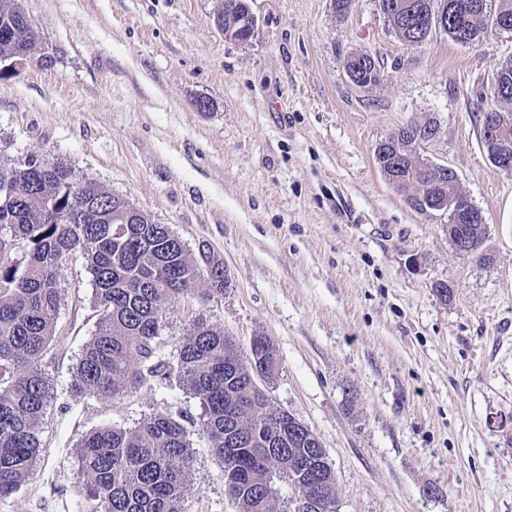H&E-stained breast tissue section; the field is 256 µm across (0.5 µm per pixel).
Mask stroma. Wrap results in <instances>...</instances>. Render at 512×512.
<instances>
[{
  "mask_svg": "<svg viewBox=\"0 0 512 512\" xmlns=\"http://www.w3.org/2000/svg\"><path fill=\"white\" fill-rule=\"evenodd\" d=\"M19 3L46 58L0 76V163L64 164L227 269L223 293L168 307L165 355L201 319L245 359L269 336V397L320 437L337 512H512V170L492 165L478 120L512 33L409 46L375 0L344 17L331 0H250L257 26L240 43L215 24L223 0ZM357 51L377 55L378 84L350 82ZM428 118L440 132L421 153L481 210L490 263L458 255L447 215L412 209L375 163L380 141ZM61 289L40 460L0 512H92L82 436L157 411L189 419L188 512H238L199 434L200 402L178 383L114 400L73 392L97 322L83 262Z\"/></svg>",
  "mask_w": 512,
  "mask_h": 512,
  "instance_id": "stroma-1",
  "label": "stroma"
}]
</instances>
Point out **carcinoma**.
<instances>
[{"instance_id":"obj_1","label":"carcinoma","mask_w":512,"mask_h":512,"mask_svg":"<svg viewBox=\"0 0 512 512\" xmlns=\"http://www.w3.org/2000/svg\"><path fill=\"white\" fill-rule=\"evenodd\" d=\"M395 34L412 46L442 32L482 38L487 21L512 18V0H382ZM248 0H224L220 24L248 35ZM37 43L30 19L18 0H0V58L25 53ZM346 69L362 86L379 82L377 56L354 52ZM499 108L479 112L512 116V64L497 69L492 87ZM431 120L401 127L375 160L388 182L418 211L440 194L464 195L438 170L417 172L416 135ZM0 500L26 481L40 459L39 426L48 401L40 363L54 336L62 305L59 275L67 256H80L92 276L95 333L74 369L73 390L109 399L132 389L155 388L175 379L197 397L202 435L224 462V478L238 512H273L275 483L292 489L288 512H311L304 503L323 486L327 505L336 506V477L320 463L323 444L311 428H290L280 420L293 415L272 405L267 392L253 388L255 375L273 355L272 340L257 335L244 361L224 331L197 322L178 357L160 354V331L167 307L199 290L224 293L225 267L197 265L186 245L165 224L146 214L132 223L119 196L94 181L79 180L62 163L29 155L0 164ZM453 227V239L480 262L487 225L478 211ZM205 288L198 289L199 285ZM186 418L170 412L150 415L137 427L95 428L78 446L81 478L96 502L94 512H184L189 490L192 442Z\"/></svg>"}]
</instances>
